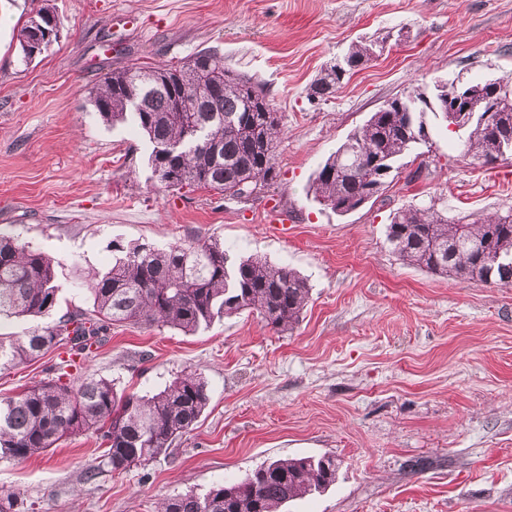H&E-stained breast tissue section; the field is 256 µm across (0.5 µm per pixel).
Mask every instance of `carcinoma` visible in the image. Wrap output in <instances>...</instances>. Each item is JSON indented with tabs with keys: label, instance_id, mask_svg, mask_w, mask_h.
I'll use <instances>...</instances> for the list:
<instances>
[{
	"label": "carcinoma",
	"instance_id": "carcinoma-1",
	"mask_svg": "<svg viewBox=\"0 0 512 512\" xmlns=\"http://www.w3.org/2000/svg\"><path fill=\"white\" fill-rule=\"evenodd\" d=\"M45 17H53L47 8L30 18L18 35L19 48ZM373 57V44H351L343 68L329 65L312 81L309 99L327 100ZM422 95L418 88L409 91L401 111L379 107L319 165L308 192L320 205L349 214L371 186L385 190L404 155H424ZM93 103L106 123L133 120L152 146V176L166 189H205L247 200L276 184L283 136L278 113L263 85L224 66V55L215 49H200L177 63L115 69L96 87ZM500 122L494 133L480 119L470 121L463 155L483 167L509 162L512 107L501 112ZM387 240L399 260L428 273L512 285V207L451 215L432 204L410 206L393 213ZM117 252L111 268L83 281L92 311L67 312L24 336L0 335V372L52 350L67 354L43 380L0 399V459L24 461L66 436L90 432L100 440V454L87 479L145 466L194 429L210 397L206 382L192 372L141 396L82 370L112 325L194 333L217 317L255 311L266 325L285 332L307 306L309 287L297 272L259 257L235 258L218 241L165 249L137 242ZM57 293L54 260L0 234V319L41 317L56 307ZM335 478L336 463L328 457L276 460L203 494H174L160 512H279Z\"/></svg>",
	"mask_w": 512,
	"mask_h": 512
}]
</instances>
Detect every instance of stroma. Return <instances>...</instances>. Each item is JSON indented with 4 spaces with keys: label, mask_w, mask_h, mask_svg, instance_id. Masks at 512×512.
Masks as SVG:
<instances>
[{
    "label": "stroma",
    "mask_w": 512,
    "mask_h": 512,
    "mask_svg": "<svg viewBox=\"0 0 512 512\" xmlns=\"http://www.w3.org/2000/svg\"><path fill=\"white\" fill-rule=\"evenodd\" d=\"M45 7L59 36L22 63L17 36ZM363 37L386 38L383 54L329 100L310 101L321 68ZM205 47L263 83L283 125L277 182L246 202L151 189L148 143L131 124L103 123L90 99L112 70ZM506 76L512 0H0V231L56 261L59 300L41 324L91 310L81 278L111 266L117 243L217 239L310 286L289 332L248 313L190 335L112 326L89 372L145 394L195 371L210 395L195 429L148 465L91 481L98 443L76 434L0 460V490L33 512H157L168 495L239 481L264 462L330 457L334 484L282 512H512V287L408 266L386 240L391 213L424 201L511 207L504 166L471 165L463 131L428 112L431 174L406 155L381 196L345 216L307 193L319 164L385 100ZM56 360L0 373V398Z\"/></svg>",
    "instance_id": "1"
}]
</instances>
